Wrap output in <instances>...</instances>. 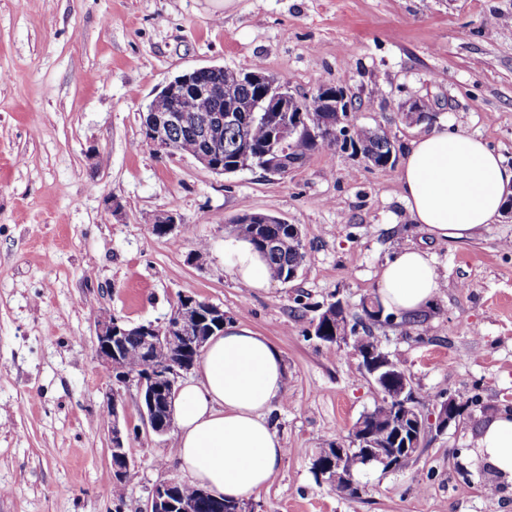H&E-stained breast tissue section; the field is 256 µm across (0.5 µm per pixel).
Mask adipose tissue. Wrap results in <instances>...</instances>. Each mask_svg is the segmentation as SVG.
I'll return each mask as SVG.
<instances>
[{
    "instance_id": "1",
    "label": "adipose tissue",
    "mask_w": 512,
    "mask_h": 512,
    "mask_svg": "<svg viewBox=\"0 0 512 512\" xmlns=\"http://www.w3.org/2000/svg\"><path fill=\"white\" fill-rule=\"evenodd\" d=\"M399 183L412 223L436 240L464 242L500 217L512 167L480 138L443 128L409 142ZM229 253L237 282L269 286L267 265L248 242L231 245ZM442 284L432 254L407 245L384 263L379 296L386 311L412 316L433 304ZM285 396L280 349L246 324L226 322L210 338L196 377L178 393L173 462L191 484L217 496L240 501L263 490L287 453L270 419ZM477 455L512 479V411L484 418Z\"/></svg>"
}]
</instances>
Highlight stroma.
Returning <instances> with one entry per match:
<instances>
[{
    "label": "stroma",
    "mask_w": 512,
    "mask_h": 512,
    "mask_svg": "<svg viewBox=\"0 0 512 512\" xmlns=\"http://www.w3.org/2000/svg\"><path fill=\"white\" fill-rule=\"evenodd\" d=\"M262 67L292 94L344 89L357 126L384 130L395 156L423 124L480 137L512 166V0H0V512H140L179 478L173 436L148 430L137 390H120L130 466L113 493L105 396L94 349L106 311L163 322L184 295L218 305L281 350L287 398L271 419L287 455L253 512H512V482L473 450L483 418L512 409V218L465 243L410 223L398 165L337 146L286 177L216 174L156 154L141 132L155 89L203 66ZM183 222L156 236V213ZM264 213L298 225L297 278L266 288L234 280L229 225ZM207 256L193 261L198 243ZM434 255L445 284L420 323L371 325L415 394L464 404L402 468L361 474L341 497L311 469L316 449L349 440L382 393L348 343L309 333L319 305L349 322L376 295L402 245Z\"/></svg>",
    "instance_id": "35a3bbf8"
}]
</instances>
